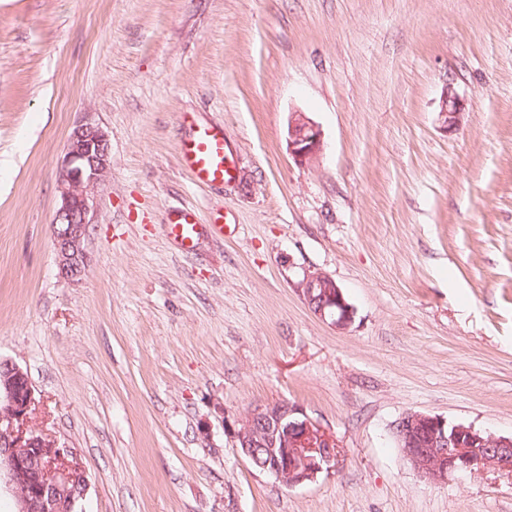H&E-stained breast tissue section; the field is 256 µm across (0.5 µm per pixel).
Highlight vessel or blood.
Listing matches in <instances>:
<instances>
[{"instance_id": "obj_1", "label": "vessel or blood", "mask_w": 512, "mask_h": 512, "mask_svg": "<svg viewBox=\"0 0 512 512\" xmlns=\"http://www.w3.org/2000/svg\"><path fill=\"white\" fill-rule=\"evenodd\" d=\"M178 153L182 165L196 181L205 185H221L233 178V168L224 149L222 128L203 123H191L189 135L181 140ZM169 233L184 251L196 244L198 221L191 210H182L169 221Z\"/></svg>"}]
</instances>
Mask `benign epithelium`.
<instances>
[{"label":"benign epithelium","instance_id":"benign-epithelium-1","mask_svg":"<svg viewBox=\"0 0 512 512\" xmlns=\"http://www.w3.org/2000/svg\"><path fill=\"white\" fill-rule=\"evenodd\" d=\"M463 110L456 94H442L445 129L456 126ZM287 146L300 163L312 162L321 153V132L305 113H289ZM110 168L105 133L92 119L82 120L71 132L60 164V205L52 223L58 276L65 281H79L85 274L86 241L96 217L94 192ZM296 292L316 317L336 330H346L354 321V307L331 276L309 272ZM33 405L27 371L13 362L0 363V484L12 495L14 512H82L87 475L68 461L74 449L30 426ZM395 437L413 469L435 483L488 468L512 472V436L410 411L397 422ZM234 438L254 468L288 487L312 481L337 456L334 440L289 403L253 409Z\"/></svg>","mask_w":512,"mask_h":512}]
</instances>
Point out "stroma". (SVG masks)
<instances>
[{
  "label": "stroma",
  "mask_w": 512,
  "mask_h": 512,
  "mask_svg": "<svg viewBox=\"0 0 512 512\" xmlns=\"http://www.w3.org/2000/svg\"><path fill=\"white\" fill-rule=\"evenodd\" d=\"M295 111L322 133L307 164ZM188 113L223 128L230 182L182 167ZM87 117L112 165L68 282L51 224ZM308 272L347 330L300 299ZM5 360L85 470L84 512H512V476L433 483L394 433L417 411L512 435V0H0ZM285 402L341 448L293 488L233 437ZM464 107L458 96L451 91H446L441 96L440 101V114L443 117L444 128L451 129L456 126L458 116L463 112ZM287 146L292 157L300 163L312 162L321 153L323 147L321 132L305 113H289ZM198 224L193 210H180L168 223L169 234L178 240L184 251H192L196 244ZM296 291L308 309L336 330H346L354 321L355 310L331 276L309 272L298 282Z\"/></svg>",
  "instance_id": "1"
}]
</instances>
